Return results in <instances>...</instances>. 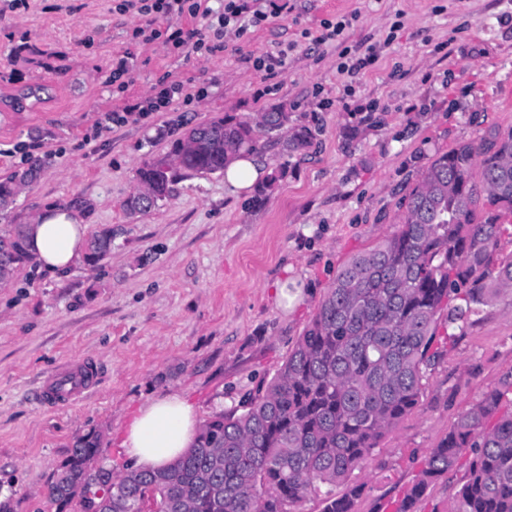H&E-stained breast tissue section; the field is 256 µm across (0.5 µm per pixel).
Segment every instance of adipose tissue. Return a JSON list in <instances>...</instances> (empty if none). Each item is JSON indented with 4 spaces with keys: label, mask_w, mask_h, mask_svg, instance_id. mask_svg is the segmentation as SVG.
I'll return each mask as SVG.
<instances>
[{
    "label": "adipose tissue",
    "mask_w": 512,
    "mask_h": 512,
    "mask_svg": "<svg viewBox=\"0 0 512 512\" xmlns=\"http://www.w3.org/2000/svg\"><path fill=\"white\" fill-rule=\"evenodd\" d=\"M87 230L80 211L52 207L29 224V249L43 268L66 271L84 256ZM199 426L192 405L178 395H167L142 406L128 424L121 446L134 467L157 471L188 450Z\"/></svg>",
    "instance_id": "obj_1"
}]
</instances>
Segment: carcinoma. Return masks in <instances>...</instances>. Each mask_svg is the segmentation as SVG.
I'll return each instance as SVG.
<instances>
[{
    "instance_id": "cac0c4a2",
    "label": "carcinoma",
    "mask_w": 512,
    "mask_h": 512,
    "mask_svg": "<svg viewBox=\"0 0 512 512\" xmlns=\"http://www.w3.org/2000/svg\"><path fill=\"white\" fill-rule=\"evenodd\" d=\"M261 119L224 117L188 130L174 145L176 167L162 158L137 170V182L157 195L145 206L129 199V211L157 207L178 172H222L241 151H257L260 131L287 151L311 144L308 128H288V113ZM32 176L28 169L0 181V205ZM504 212L512 214V130L436 156L397 229L336 273L276 376L239 407L214 414L194 446L159 471L131 469L100 483L93 462L101 435L76 438L47 499L63 509L79 490L82 512L103 501L112 512H300L316 498L321 512H356L364 484L348 478L418 408L439 358L434 344L454 339L493 296L512 294V254L499 253ZM111 253L106 227L91 238L85 262L95 266ZM27 265H35L27 225L14 224L0 234V281ZM501 401V391H488L459 416L394 512H416L429 485L462 466L452 512H512V412H501Z\"/></svg>"
}]
</instances>
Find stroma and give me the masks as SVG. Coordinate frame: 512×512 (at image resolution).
Wrapping results in <instances>:
<instances>
[{
    "mask_svg": "<svg viewBox=\"0 0 512 512\" xmlns=\"http://www.w3.org/2000/svg\"><path fill=\"white\" fill-rule=\"evenodd\" d=\"M119 2L0 0V179L37 166L0 207V228L64 206L89 233L112 230L98 266H27L0 282V501L15 512H55L46 485L76 437L102 433V460L121 474L123 431L146 401L182 395L205 421L269 381L337 271L401 223L428 161L512 129V0H274L265 20L227 32L213 55L133 36L151 23L202 30L205 20H155ZM341 20L343 34L322 41ZM379 42L375 66L339 71L342 50ZM278 54L284 68H255ZM162 79L184 83L190 99L84 143L105 113ZM273 107L314 138L301 152L258 154L267 170H286L266 199L234 192L217 172L176 178L158 207L127 211L137 169L187 128ZM283 283L299 295L289 309L277 303ZM439 351L418 409L352 474L365 486L358 512L400 499L485 392L502 390L512 410V296L483 306ZM85 356L100 368L95 386L77 404L42 407L43 382Z\"/></svg>",
    "mask_w": 512,
    "mask_h": 512,
    "instance_id": "obj_1",
    "label": "stroma"
}]
</instances>
